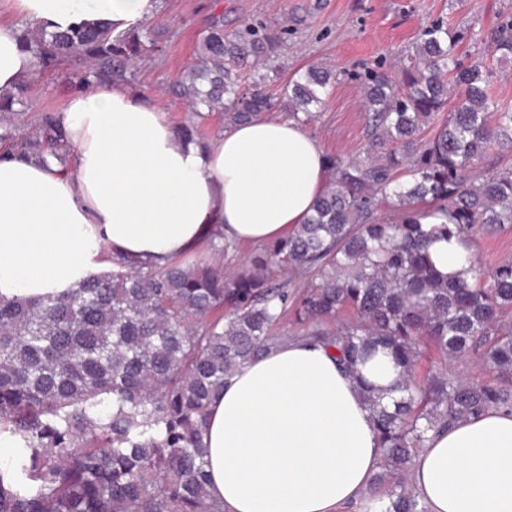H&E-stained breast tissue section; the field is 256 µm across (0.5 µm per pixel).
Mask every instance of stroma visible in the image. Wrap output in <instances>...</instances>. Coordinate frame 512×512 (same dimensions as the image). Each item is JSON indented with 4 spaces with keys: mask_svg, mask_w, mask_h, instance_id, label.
<instances>
[{
    "mask_svg": "<svg viewBox=\"0 0 512 512\" xmlns=\"http://www.w3.org/2000/svg\"><path fill=\"white\" fill-rule=\"evenodd\" d=\"M207 0H159L153 22L167 27L162 54L141 58L135 86L157 95L172 123L184 121L189 110L169 87L193 63L203 37ZM228 19L255 18L292 28L281 49L282 78L309 65L333 71L336 86L306 130L325 153L356 156L366 145V100L355 74L362 66L385 62L396 69L410 51L416 34L428 21L444 18L450 27L468 30L464 49L484 58V33L503 17L512 16V0H223Z\"/></svg>",
    "mask_w": 512,
    "mask_h": 512,
    "instance_id": "obj_1",
    "label": "stroma"
}]
</instances>
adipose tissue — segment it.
<instances>
[{"mask_svg": "<svg viewBox=\"0 0 512 512\" xmlns=\"http://www.w3.org/2000/svg\"><path fill=\"white\" fill-rule=\"evenodd\" d=\"M157 0H0V91L34 71L25 29L100 22L122 31ZM73 150L0 162V296L68 292L107 252L166 265L219 233L271 242L313 213L325 152L301 125L264 115L185 142L156 99L94 82L58 113ZM210 492L225 512H340L381 459L371 414L332 351L289 340L244 365L211 406ZM412 482L429 512H512V414L489 411L434 436Z\"/></svg>", "mask_w": 512, "mask_h": 512, "instance_id": "1", "label": "adipose tissue"}]
</instances>
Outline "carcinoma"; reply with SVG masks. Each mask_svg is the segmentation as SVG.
I'll list each match as a JSON object with an SVG mask.
<instances>
[{"mask_svg": "<svg viewBox=\"0 0 512 512\" xmlns=\"http://www.w3.org/2000/svg\"><path fill=\"white\" fill-rule=\"evenodd\" d=\"M164 28L117 34L97 23L64 32L27 30L34 70L80 92L132 81L134 62L162 51ZM288 30L260 22L225 28L212 0L195 61L172 85L191 109L179 133L203 141L211 113L224 122L286 112L308 124L336 86L310 66L270 88L258 66L275 64ZM468 37L427 23L390 75L356 74L367 99V148L327 156V180L307 223L263 246L232 276L214 262L158 266L115 254L112 268L69 293L0 297V437L17 448L0 466V512H224L209 493L204 432L214 397L246 363L287 340L336 351L344 373L378 354L399 369L392 407L363 385L382 448L367 489L374 512H427L409 472L429 433L483 415L512 413V260L490 272L466 257L450 278L430 247L474 250L475 233L512 224V107L493 90L497 71L463 54ZM512 61V16L486 35ZM31 79L0 94V160L65 159L57 113L28 120ZM280 272L289 278L278 282ZM302 282L290 289L293 280ZM292 328L282 329L287 314ZM443 359L471 357L482 375L416 378L419 346Z\"/></svg>", "mask_w": 512, "mask_h": 512, "instance_id": "obj_1", "label": "carcinoma"}]
</instances>
